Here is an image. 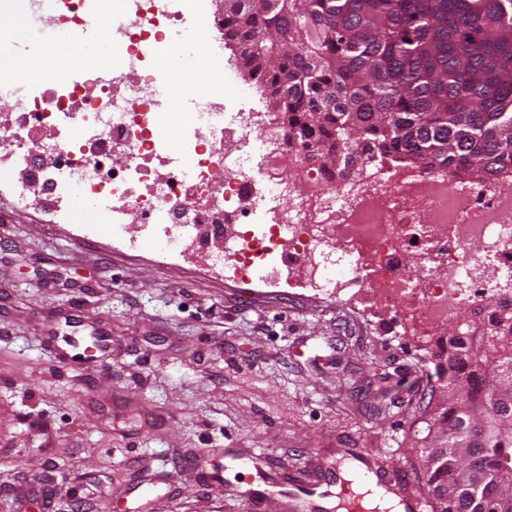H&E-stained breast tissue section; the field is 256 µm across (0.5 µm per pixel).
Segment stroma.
I'll return each instance as SVG.
<instances>
[{
	"label": "stroma",
	"instance_id": "1",
	"mask_svg": "<svg viewBox=\"0 0 512 512\" xmlns=\"http://www.w3.org/2000/svg\"><path fill=\"white\" fill-rule=\"evenodd\" d=\"M28 197L0 194V512H138L130 488L161 470L157 512H247L237 465L214 458L212 488L185 467L214 448L266 451L284 478L345 448L421 473L420 396L446 387L453 322L422 333L364 289L325 295L302 261L245 284L136 215L116 240ZM95 330L111 346L89 367Z\"/></svg>",
	"mask_w": 512,
	"mask_h": 512
}]
</instances>
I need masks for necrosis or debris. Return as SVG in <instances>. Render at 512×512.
Instances as JSON below:
<instances>
[{
    "mask_svg": "<svg viewBox=\"0 0 512 512\" xmlns=\"http://www.w3.org/2000/svg\"><path fill=\"white\" fill-rule=\"evenodd\" d=\"M17 3L25 37L34 27L73 36L112 30L109 67L57 47L47 77L0 80L16 101L13 120L0 122V186L17 204L27 201L13 178L23 167L65 224L80 207L116 235L131 207L144 224H221L222 262L239 279L262 277L286 254L309 261L322 287L361 284L421 329L481 308L512 283L511 178L466 184L411 171L397 179L387 161L351 177L313 167L276 113L253 111L227 92L219 45L202 43L205 78L169 67L172 32L211 25L202 0H112L107 13L100 0H0V10ZM165 86L192 111L171 112ZM48 148L56 163L46 171ZM118 154L123 164H115ZM474 242L480 253L470 251ZM410 252L423 255L422 268L406 262Z\"/></svg>",
    "mask_w": 512,
    "mask_h": 512,
    "instance_id": "4bbe7bcc",
    "label": "necrosis or debris"
}]
</instances>
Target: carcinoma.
Listing matches in <instances>:
<instances>
[{
	"instance_id": "1",
	"label": "carcinoma",
	"mask_w": 512,
	"mask_h": 512,
	"mask_svg": "<svg viewBox=\"0 0 512 512\" xmlns=\"http://www.w3.org/2000/svg\"><path fill=\"white\" fill-rule=\"evenodd\" d=\"M288 132L335 158L492 180L512 165V0H236L224 43ZM484 342L448 337L425 418L432 512H512V310Z\"/></svg>"
}]
</instances>
